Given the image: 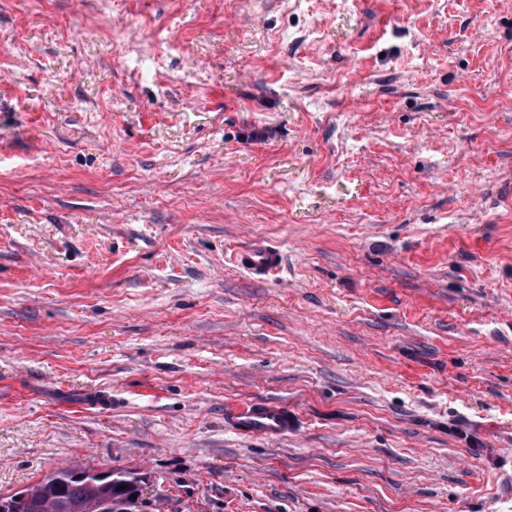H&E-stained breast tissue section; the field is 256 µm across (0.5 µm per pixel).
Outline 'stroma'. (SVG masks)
Masks as SVG:
<instances>
[{
  "mask_svg": "<svg viewBox=\"0 0 512 512\" xmlns=\"http://www.w3.org/2000/svg\"><path fill=\"white\" fill-rule=\"evenodd\" d=\"M259 3L0 0V495L512 512V0ZM229 261L234 267L253 277L276 274L282 267L280 251L264 242H252L236 248L231 252ZM232 430L243 436L279 438L294 428L288 406L276 400L248 399L229 407L224 414ZM76 471L82 472L78 474ZM92 470L70 467L54 471L60 478L57 485L49 483L44 476L38 484L26 488V492L0 496V510L11 506L14 511H22L28 498V507L23 512H96L91 511L93 504L99 512H143L139 508L146 507L144 512H164L165 500L161 497L145 501L142 496L141 483L143 477L133 471L112 470L107 482L98 480L91 475ZM125 485L126 489L117 491L118 486ZM135 495V499H132ZM109 498L112 505L101 499ZM146 502V504L144 503Z\"/></svg>",
  "mask_w": 512,
  "mask_h": 512,
  "instance_id": "35a3bbf8",
  "label": "stroma"
}]
</instances>
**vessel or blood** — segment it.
<instances>
[{"label":"vessel or blood","instance_id":"1","mask_svg":"<svg viewBox=\"0 0 512 512\" xmlns=\"http://www.w3.org/2000/svg\"><path fill=\"white\" fill-rule=\"evenodd\" d=\"M230 263L254 277L276 274L282 267L280 251L263 242H252L233 250ZM232 430L243 436L279 438L293 429L295 418L276 400L249 399L229 407L224 414Z\"/></svg>","mask_w":512,"mask_h":512}]
</instances>
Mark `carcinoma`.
<instances>
[{
  "label": "carcinoma",
  "mask_w": 512,
  "mask_h": 512,
  "mask_svg": "<svg viewBox=\"0 0 512 512\" xmlns=\"http://www.w3.org/2000/svg\"><path fill=\"white\" fill-rule=\"evenodd\" d=\"M56 474L60 478L56 485L50 484L45 476L38 484L26 488L28 507L23 512H91L92 505L104 498L112 500V512H139L143 506L150 512H164L163 498L144 502L142 476L137 472L114 470L105 483L87 469L70 467L59 469ZM122 485L125 489L117 490Z\"/></svg>",
  "instance_id": "obj_1"
}]
</instances>
